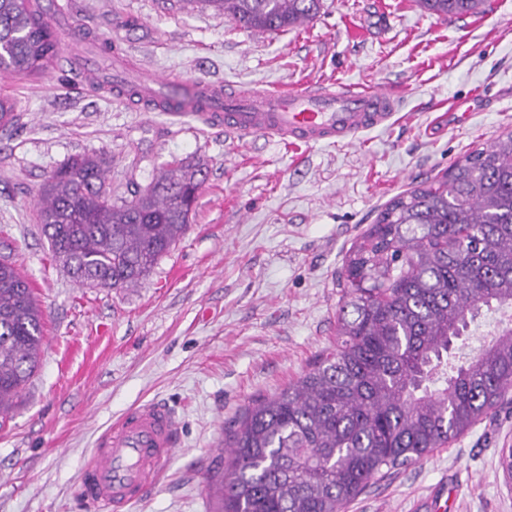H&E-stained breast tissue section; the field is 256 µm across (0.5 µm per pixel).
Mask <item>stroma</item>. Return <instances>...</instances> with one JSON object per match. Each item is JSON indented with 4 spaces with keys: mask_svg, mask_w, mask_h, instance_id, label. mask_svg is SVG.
Instances as JSON below:
<instances>
[{
    "mask_svg": "<svg viewBox=\"0 0 512 512\" xmlns=\"http://www.w3.org/2000/svg\"><path fill=\"white\" fill-rule=\"evenodd\" d=\"M52 18L59 60L41 76L0 75L15 122L0 130V254L11 253L45 316L41 364L0 417V512H87L83 460L134 407L171 406L182 442L131 512H215L206 481L225 469L224 429L252 400L296 380L336 340L337 285L353 239L392 197L512 131V0L459 19L417 0H322L312 23L271 33L178 0H69ZM181 82L288 89L342 82L401 89L390 124L351 142L242 144L192 116L145 112L90 92L84 58ZM484 94L467 122L436 124ZM104 152L113 197L172 160L206 181L184 238L137 288H91L55 262L39 191L69 158ZM512 446V394L468 432L371 484L347 512H512L498 466Z\"/></svg>",
    "mask_w": 512,
    "mask_h": 512,
    "instance_id": "obj_1",
    "label": "stroma"
}]
</instances>
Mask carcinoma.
<instances>
[{"instance_id": "cac0c4a2", "label": "carcinoma", "mask_w": 512, "mask_h": 512, "mask_svg": "<svg viewBox=\"0 0 512 512\" xmlns=\"http://www.w3.org/2000/svg\"><path fill=\"white\" fill-rule=\"evenodd\" d=\"M33 0H0V72L43 74L57 40ZM244 29L284 32L321 0H202ZM438 16L486 0H418ZM105 155L53 170L38 202L52 256L73 279L136 288L189 230L206 180L178 163L119 202ZM336 344L296 381L254 400L224 443L217 512H346L373 481L447 446L512 391V132L390 199L346 251ZM484 312L495 336L459 357ZM44 312L10 256L0 257V416L36 373Z\"/></svg>"}]
</instances>
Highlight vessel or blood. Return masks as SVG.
<instances>
[{
    "mask_svg": "<svg viewBox=\"0 0 512 512\" xmlns=\"http://www.w3.org/2000/svg\"><path fill=\"white\" fill-rule=\"evenodd\" d=\"M123 78L112 87V99L137 94L147 111L177 115L196 112L205 122L223 126L245 142L265 136L282 143L319 145L353 140L359 133L387 126L400 102L387 88L350 85L299 86L288 90L250 86L240 89L193 82L181 94L175 80L143 73L126 78L125 56L112 57ZM178 444L174 413L162 404H148L128 412L104 431L91 449L82 472L80 496L90 512H129L131 506L162 475Z\"/></svg>",
    "mask_w": 512,
    "mask_h": 512,
    "instance_id": "1",
    "label": "vessel or blood"
}]
</instances>
